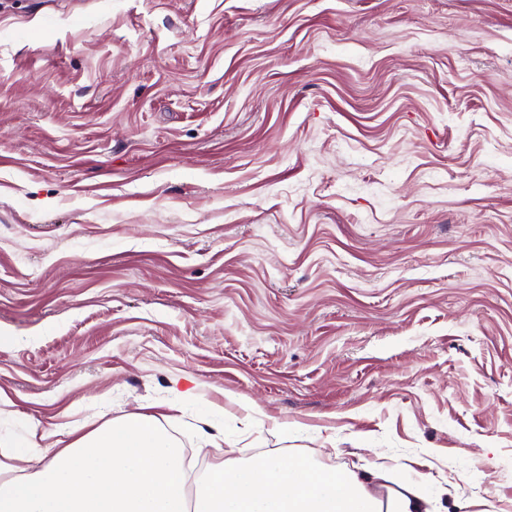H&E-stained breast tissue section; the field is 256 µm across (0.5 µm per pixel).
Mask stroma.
Masks as SVG:
<instances>
[{"mask_svg":"<svg viewBox=\"0 0 512 512\" xmlns=\"http://www.w3.org/2000/svg\"><path fill=\"white\" fill-rule=\"evenodd\" d=\"M0 393L512 512V0H0Z\"/></svg>","mask_w":512,"mask_h":512,"instance_id":"obj_1","label":"stroma"}]
</instances>
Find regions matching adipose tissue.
<instances>
[{
  "label": "adipose tissue",
  "mask_w": 512,
  "mask_h": 512,
  "mask_svg": "<svg viewBox=\"0 0 512 512\" xmlns=\"http://www.w3.org/2000/svg\"><path fill=\"white\" fill-rule=\"evenodd\" d=\"M166 419L134 412L62 445L35 420L24 437H0V512H447L426 482L383 464L228 458L190 487ZM35 457L42 465L20 475Z\"/></svg>",
  "instance_id": "1"
}]
</instances>
